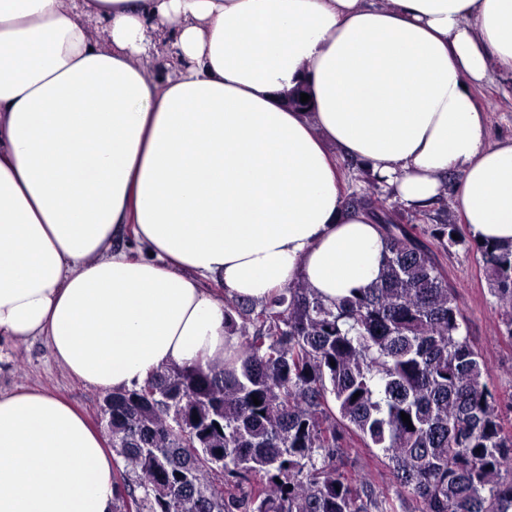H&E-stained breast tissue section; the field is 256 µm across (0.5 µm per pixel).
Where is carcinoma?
<instances>
[{
  "instance_id": "carcinoma-1",
  "label": "carcinoma",
  "mask_w": 512,
  "mask_h": 512,
  "mask_svg": "<svg viewBox=\"0 0 512 512\" xmlns=\"http://www.w3.org/2000/svg\"><path fill=\"white\" fill-rule=\"evenodd\" d=\"M379 183L345 198L384 233L379 283L232 303L239 367H172L112 394L113 512H512V432L439 258L459 227L445 203L403 223ZM471 247L512 341V246ZM354 438L388 461L395 497L346 475Z\"/></svg>"
}]
</instances>
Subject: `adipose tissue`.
I'll return each mask as SVG.
<instances>
[{
    "label": "adipose tissue",
    "instance_id": "ef3b65f1",
    "mask_svg": "<svg viewBox=\"0 0 512 512\" xmlns=\"http://www.w3.org/2000/svg\"><path fill=\"white\" fill-rule=\"evenodd\" d=\"M495 71L512 0H0V342L123 391L239 353L229 302L370 286L386 241L340 154L414 211L459 174L468 234L512 245ZM116 460L65 398L0 391V512H113ZM493 83L475 92V100L485 113L488 140L495 143L512 138V74L493 73Z\"/></svg>",
    "mask_w": 512,
    "mask_h": 512
}]
</instances>
